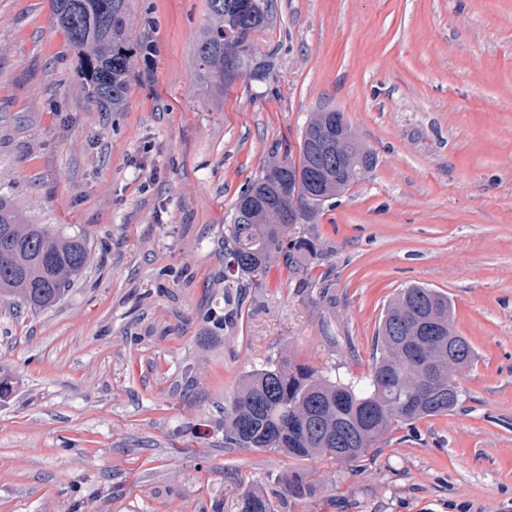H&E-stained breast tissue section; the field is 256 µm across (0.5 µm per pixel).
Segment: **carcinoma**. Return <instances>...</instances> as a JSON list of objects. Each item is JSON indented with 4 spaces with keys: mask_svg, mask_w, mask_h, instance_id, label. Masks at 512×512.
Wrapping results in <instances>:
<instances>
[{
    "mask_svg": "<svg viewBox=\"0 0 512 512\" xmlns=\"http://www.w3.org/2000/svg\"><path fill=\"white\" fill-rule=\"evenodd\" d=\"M207 18L197 39L191 66L226 91L238 74L262 83L269 60L256 52L254 36L271 24L269 0H206ZM56 23L79 59L83 92L118 112L126 105L130 74L137 55L149 54L133 36L127 0H52ZM332 123L326 112H312L302 131L299 157L263 161L261 171L237 197L224 233V303L244 288L262 286L270 263L281 254L308 265L322 256L317 241L288 239L295 224H309L323 205L359 182L348 159L364 150L363 167L373 171L376 158L359 140L326 137ZM276 212H271V209ZM89 246L84 236L69 235L49 224H32L0 197V297L34 310L60 302L85 269ZM435 315L434 343L415 359L401 348L415 335L414 324ZM448 296L421 285L401 289L386 305L376 336V355L368 385L332 378L290 359L247 374L224 416V447L273 450L298 460L328 459L355 463L396 427L452 410L458 396L454 376L475 360L473 348L453 329ZM456 336L464 354L448 367V337ZM296 500L317 494L309 473L284 476ZM254 512H275L256 490L237 500Z\"/></svg>",
    "mask_w": 512,
    "mask_h": 512,
    "instance_id": "carcinoma-1",
    "label": "carcinoma"
}]
</instances>
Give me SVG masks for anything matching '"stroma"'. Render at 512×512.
Returning <instances> with one entry per match:
<instances>
[{"label": "stroma", "instance_id": "1", "mask_svg": "<svg viewBox=\"0 0 512 512\" xmlns=\"http://www.w3.org/2000/svg\"><path fill=\"white\" fill-rule=\"evenodd\" d=\"M128 8L152 54L112 112L78 89L51 0H0V196L90 249L57 306L0 299V512H237L249 488L276 512H512V0H271L270 74L225 93L189 64L206 0ZM322 107L376 167L292 227L322 260L277 257L225 306L232 206ZM414 284L476 353L453 410L351 466L225 447L245 375H368ZM298 468L312 499L288 496ZM308 472L291 470L284 476V484L288 494L296 500L312 498L317 494V483L309 479Z\"/></svg>", "mask_w": 512, "mask_h": 512}]
</instances>
